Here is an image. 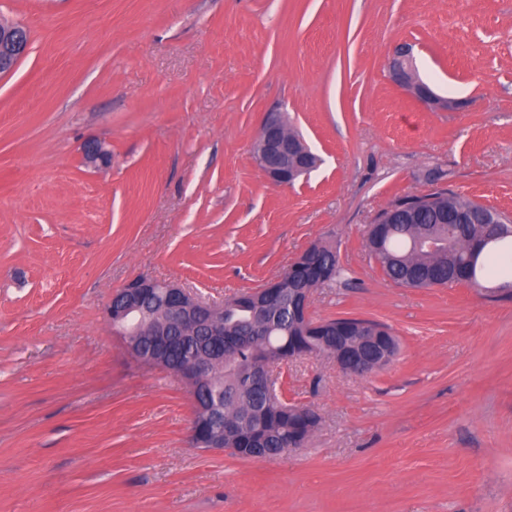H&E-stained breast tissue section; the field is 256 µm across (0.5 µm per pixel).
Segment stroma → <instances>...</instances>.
<instances>
[{
	"instance_id": "obj_1",
	"label": "stroma",
	"mask_w": 512,
	"mask_h": 512,
	"mask_svg": "<svg viewBox=\"0 0 512 512\" xmlns=\"http://www.w3.org/2000/svg\"><path fill=\"white\" fill-rule=\"evenodd\" d=\"M30 49L0 77V512H512V298L388 280L364 231L442 187L512 213V0H0ZM452 112L391 78L395 47ZM287 117L320 162L271 183L253 150ZM112 162L87 166L84 143ZM349 280L314 316L391 326L367 378L278 371L321 417L247 460L194 447L192 404L103 320L129 280L210 302L312 243Z\"/></svg>"
}]
</instances>
